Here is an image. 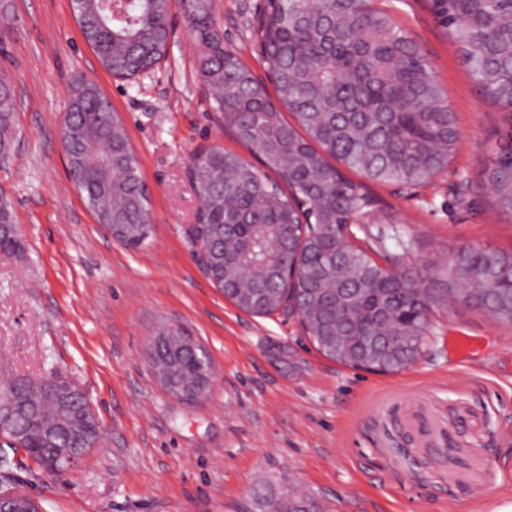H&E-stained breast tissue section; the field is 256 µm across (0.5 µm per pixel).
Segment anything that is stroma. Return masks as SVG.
<instances>
[{
    "mask_svg": "<svg viewBox=\"0 0 512 512\" xmlns=\"http://www.w3.org/2000/svg\"><path fill=\"white\" fill-rule=\"evenodd\" d=\"M263 0H212L226 48L259 81L252 37ZM435 67L460 140L447 171L405 189L371 184L382 201L371 232L426 283L458 251H512V216L480 184L501 110L468 76L428 0H387ZM0 69L17 100L0 192L22 251L0 253V377L57 370L77 381L101 428L96 448L60 475L0 442L44 512H270L267 500L311 497L318 512H505L512 507V325L470 307L435 309L423 352L384 375L323 356L287 314H248L195 260L198 201L190 156L220 145L247 156L215 120L197 77L181 7L165 61L134 82L112 78L85 42L71 0H13ZM96 82L119 112L150 191L154 232L138 249L97 224L66 168L68 89ZM207 348L215 380L193 402L167 393L145 347L167 323ZM472 353L453 349L460 334Z\"/></svg>",
    "mask_w": 512,
    "mask_h": 512,
    "instance_id": "stroma-1",
    "label": "stroma"
}]
</instances>
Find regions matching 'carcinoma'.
<instances>
[{
    "label": "carcinoma",
    "mask_w": 512,
    "mask_h": 512,
    "mask_svg": "<svg viewBox=\"0 0 512 512\" xmlns=\"http://www.w3.org/2000/svg\"><path fill=\"white\" fill-rule=\"evenodd\" d=\"M72 0L73 13L102 67L135 80L164 58L168 16L186 5L199 47L198 73L212 92L224 131L260 158L268 173L213 146L194 154L188 175L203 224H233L224 238L225 287L240 309L266 315L287 309L292 279L310 340L339 364L399 373L419 356L435 307L462 302L512 324V253L471 247L448 262L441 287L382 274L374 248L353 243L350 224L374 214L362 182L421 184L446 168L460 132L436 70L421 47L374 0H266L252 29L275 83L277 99L233 53L224 50L211 0ZM456 43L481 93L503 110V130L482 183L512 215V0H428ZM295 120L290 124L283 111ZM16 99L0 73V153L11 151ZM69 117L79 130L64 137L86 204L116 240L144 246L152 223L150 193L136 152L112 102L79 79L70 88ZM22 249L14 230H0V252ZM13 431L27 455L47 468L53 448L70 444L82 423L47 437L31 413L43 407L50 378L14 379Z\"/></svg>",
    "instance_id": "cac0c4a2"
}]
</instances>
